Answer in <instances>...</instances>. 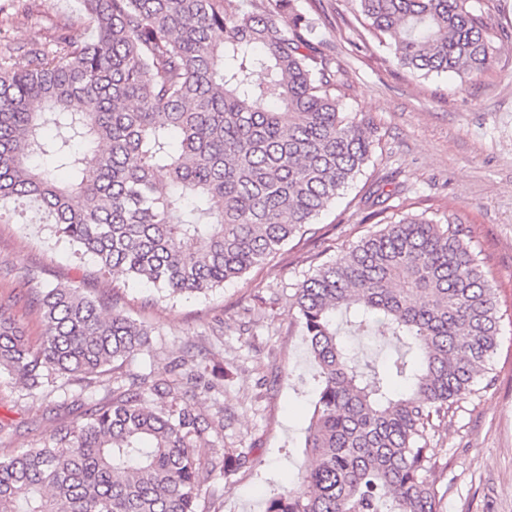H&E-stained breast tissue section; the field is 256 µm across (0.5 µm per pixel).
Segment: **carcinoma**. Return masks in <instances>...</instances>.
<instances>
[{"label":"carcinoma","instance_id":"cac0c4a2","mask_svg":"<svg viewBox=\"0 0 512 512\" xmlns=\"http://www.w3.org/2000/svg\"><path fill=\"white\" fill-rule=\"evenodd\" d=\"M94 35L58 31L0 64V220L27 200L101 271L199 294L304 231L371 161L370 122L338 111L342 71L299 0H80ZM363 27L419 76L481 75L497 37L481 0H354ZM216 29L224 39H212ZM65 171L71 183L60 182ZM31 342L0 306V374L32 398L140 351L143 325L75 283L43 292ZM295 307L320 388L301 485L265 512H439L432 432L477 392L500 333L469 230L407 214L316 267ZM401 345L382 369L341 339ZM182 358L112 388L44 443L0 456V512H210L201 466L221 408ZM153 410L143 408L144 395Z\"/></svg>","mask_w":512,"mask_h":512}]
</instances>
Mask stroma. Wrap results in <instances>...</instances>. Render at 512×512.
Instances as JSON below:
<instances>
[{"label":"stroma","mask_w":512,"mask_h":512,"mask_svg":"<svg viewBox=\"0 0 512 512\" xmlns=\"http://www.w3.org/2000/svg\"><path fill=\"white\" fill-rule=\"evenodd\" d=\"M319 19L344 71L338 108L366 116L375 130L371 163L336 203L316 217L319 240L290 239L264 264L206 294L165 297L152 285L102 271L40 224L33 205L17 204L0 223V304L31 338L44 333L35 292L70 282L114 293L117 308L150 332L147 344L110 371L90 374L95 396L115 378L161 373L193 357L212 391L197 404L224 406L227 425L211 431L208 458L250 449L248 462L202 489L217 512H264L269 498L299 484L310 466L305 430L317 397L318 369L302 336L294 294L312 269L351 249L369 232V195L384 188L386 216L458 218L481 251L502 315L489 370L478 392L436 432L443 474L442 512H512V0H485L498 37L494 61L469 83L441 75L417 78L389 59L355 20L350 0H299ZM27 16L9 31L12 43L51 37L65 28L78 42L92 26L79 0H25ZM67 383L49 400L26 396L0 375V454L43 441L57 421L47 403L71 401Z\"/></svg>","instance_id":"35a3bbf8"}]
</instances>
